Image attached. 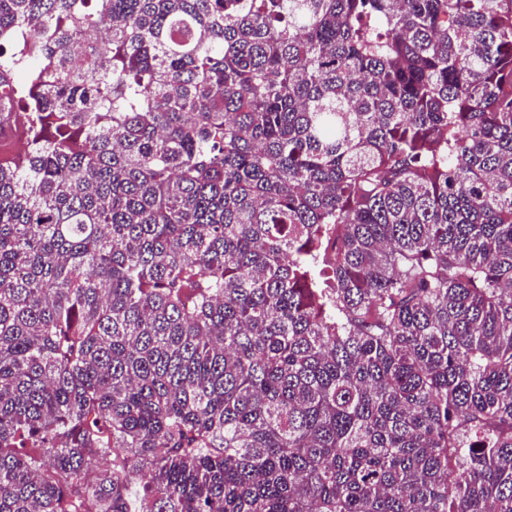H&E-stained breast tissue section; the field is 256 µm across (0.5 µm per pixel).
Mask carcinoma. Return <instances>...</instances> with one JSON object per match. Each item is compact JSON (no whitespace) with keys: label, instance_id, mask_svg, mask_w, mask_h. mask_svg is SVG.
I'll return each instance as SVG.
<instances>
[{"label":"carcinoma","instance_id":"carcinoma-1","mask_svg":"<svg viewBox=\"0 0 512 512\" xmlns=\"http://www.w3.org/2000/svg\"><path fill=\"white\" fill-rule=\"evenodd\" d=\"M6 126L0 512H512V0H0Z\"/></svg>","mask_w":512,"mask_h":512}]
</instances>
